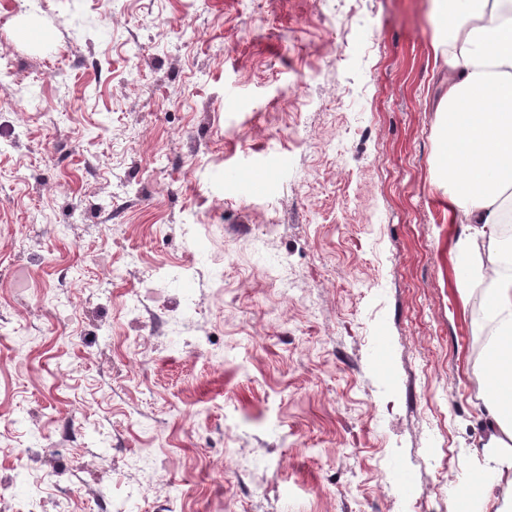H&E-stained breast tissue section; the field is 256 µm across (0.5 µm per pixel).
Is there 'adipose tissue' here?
Wrapping results in <instances>:
<instances>
[{
  "label": "adipose tissue",
  "instance_id": "1",
  "mask_svg": "<svg viewBox=\"0 0 512 512\" xmlns=\"http://www.w3.org/2000/svg\"><path fill=\"white\" fill-rule=\"evenodd\" d=\"M433 52L448 69L440 114L439 187L455 228L454 284L492 333L481 383L498 477L466 498L512 503V0H433ZM482 287L471 298L470 284Z\"/></svg>",
  "mask_w": 512,
  "mask_h": 512
}]
</instances>
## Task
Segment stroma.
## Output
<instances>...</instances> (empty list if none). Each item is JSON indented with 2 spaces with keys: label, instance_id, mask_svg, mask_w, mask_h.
Masks as SVG:
<instances>
[{
  "label": "stroma",
  "instance_id": "obj_1",
  "mask_svg": "<svg viewBox=\"0 0 512 512\" xmlns=\"http://www.w3.org/2000/svg\"><path fill=\"white\" fill-rule=\"evenodd\" d=\"M434 24L0 0V512H459L495 479Z\"/></svg>",
  "mask_w": 512,
  "mask_h": 512
}]
</instances>
